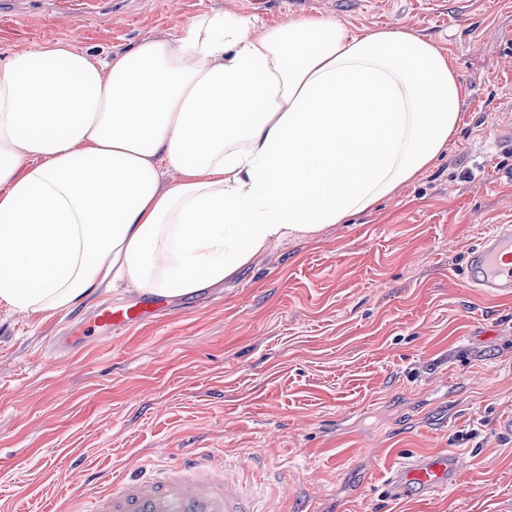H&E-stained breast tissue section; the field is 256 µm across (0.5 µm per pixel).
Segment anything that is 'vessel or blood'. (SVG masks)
I'll list each match as a JSON object with an SVG mask.
<instances>
[{"label":"vessel or blood","instance_id":"b4317fda","mask_svg":"<svg viewBox=\"0 0 512 512\" xmlns=\"http://www.w3.org/2000/svg\"><path fill=\"white\" fill-rule=\"evenodd\" d=\"M466 283L496 296H512V227L485 237L469 253ZM168 311L154 297L131 305L99 306L85 321L70 324L48 344L49 357L69 356L93 343L118 339L127 328L155 321ZM239 462L217 457L206 448H186L174 462L146 477L98 488L81 500V512H269L260 479H244ZM463 461L454 451L412 455L384 481L393 499L429 497L456 486Z\"/></svg>","mask_w":512,"mask_h":512}]
</instances>
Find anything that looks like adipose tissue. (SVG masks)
I'll return each mask as SVG.
<instances>
[{
    "mask_svg": "<svg viewBox=\"0 0 512 512\" xmlns=\"http://www.w3.org/2000/svg\"><path fill=\"white\" fill-rule=\"evenodd\" d=\"M463 95L434 41L324 16L210 11L115 56L66 41L12 53L0 305L35 315L121 281L167 296L222 283L430 167Z\"/></svg>",
    "mask_w": 512,
    "mask_h": 512,
    "instance_id": "adipose-tissue-1",
    "label": "adipose tissue"
}]
</instances>
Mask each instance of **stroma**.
Returning <instances> with one entry per match:
<instances>
[{
    "instance_id": "35a3bbf8",
    "label": "stroma",
    "mask_w": 512,
    "mask_h": 512,
    "mask_svg": "<svg viewBox=\"0 0 512 512\" xmlns=\"http://www.w3.org/2000/svg\"><path fill=\"white\" fill-rule=\"evenodd\" d=\"M0 0V58L57 41L101 57L224 11L273 25L322 15L434 40L465 89L456 133L413 182L312 238L271 246L224 283L170 297L160 321L53 361L50 336L106 301L0 306V512H64L95 479L208 448L265 478L272 512H512V297L460 276L512 225V0ZM467 21H459V11ZM454 450L458 485L387 502V469Z\"/></svg>"
}]
</instances>
